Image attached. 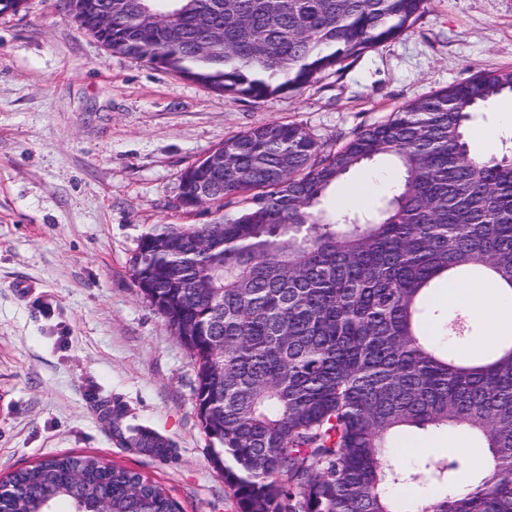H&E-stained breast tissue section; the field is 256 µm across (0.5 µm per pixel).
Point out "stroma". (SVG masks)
Returning <instances> with one entry per match:
<instances>
[{
  "instance_id": "stroma-1",
  "label": "stroma",
  "mask_w": 512,
  "mask_h": 512,
  "mask_svg": "<svg viewBox=\"0 0 512 512\" xmlns=\"http://www.w3.org/2000/svg\"><path fill=\"white\" fill-rule=\"evenodd\" d=\"M510 69L512 0H429L403 36L264 101L108 53L65 0L0 13V478L48 455L91 454L161 483L180 512H237L197 414L194 359L136 286L141 236L213 221L214 206L180 205V178L239 132L294 122L333 151L407 101ZM509 106L506 94L477 112L470 145L491 128L498 152H511ZM370 172L380 178L363 202L380 199L394 172L387 159L352 169L328 204ZM116 405L168 440L170 457L117 441ZM410 436L395 452L401 466L461 444L470 464L457 485L483 477L472 432Z\"/></svg>"
}]
</instances>
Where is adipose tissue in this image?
Listing matches in <instances>:
<instances>
[{
    "label": "adipose tissue",
    "instance_id": "1",
    "mask_svg": "<svg viewBox=\"0 0 512 512\" xmlns=\"http://www.w3.org/2000/svg\"><path fill=\"white\" fill-rule=\"evenodd\" d=\"M449 303L482 313L487 320V331L482 347H494L500 336L512 332V299L502 295L494 284L482 286L453 284L446 294Z\"/></svg>",
    "mask_w": 512,
    "mask_h": 512
}]
</instances>
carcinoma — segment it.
Instances as JSON below:
<instances>
[{"mask_svg":"<svg viewBox=\"0 0 512 512\" xmlns=\"http://www.w3.org/2000/svg\"><path fill=\"white\" fill-rule=\"evenodd\" d=\"M427 0H112V52L214 91L255 100L406 33ZM512 94V70L473 74L406 102L327 151L296 123L269 122L224 141V166L195 163L180 201L240 209L211 224L145 233L132 268L150 305L197 364L204 431L237 512H413L398 485L425 486L423 512H512V342L461 353L468 313L430 336L435 286L494 281L512 296V155L484 159L466 138L473 114ZM392 189L359 214L321 207L329 188L376 158ZM113 424L120 442L159 458L169 444ZM465 426L494 463L465 493L451 472L464 449L396 467L409 428ZM85 474L82 504L111 512H180L162 485L93 456H54L12 473L28 492L4 512L70 499L62 476Z\"/></svg>","mask_w":512,"mask_h":512,"instance_id":"carcinoma-1","label":"carcinoma"}]
</instances>
